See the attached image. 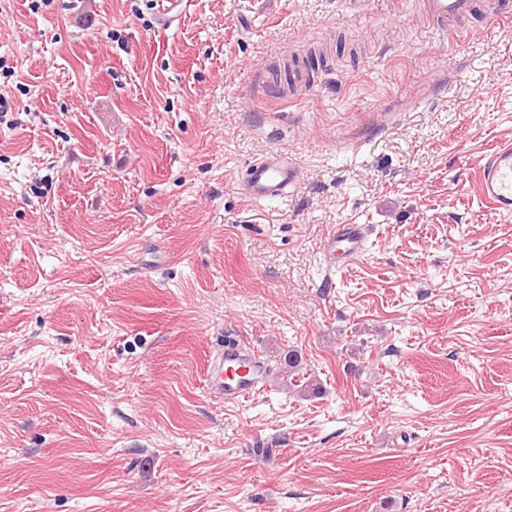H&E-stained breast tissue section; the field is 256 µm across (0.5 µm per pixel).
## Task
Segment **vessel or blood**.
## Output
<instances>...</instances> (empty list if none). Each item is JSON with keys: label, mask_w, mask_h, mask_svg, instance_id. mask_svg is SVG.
<instances>
[{"label": "vessel or blood", "mask_w": 512, "mask_h": 512, "mask_svg": "<svg viewBox=\"0 0 512 512\" xmlns=\"http://www.w3.org/2000/svg\"><path fill=\"white\" fill-rule=\"evenodd\" d=\"M432 21L455 29L466 26L477 0H424ZM297 168L285 155L272 153L252 163L241 183L248 198L269 201L287 195ZM480 197L493 210L512 214V140L499 142L481 166ZM367 231L362 224H340L325 238L322 261L326 270L347 265L364 252ZM269 369L261 356L232 340L220 345L207 365L206 390L213 400L235 404L261 392Z\"/></svg>", "instance_id": "b4317fda"}]
</instances>
